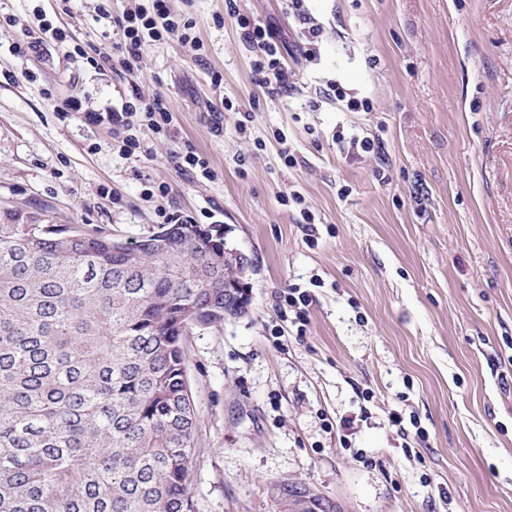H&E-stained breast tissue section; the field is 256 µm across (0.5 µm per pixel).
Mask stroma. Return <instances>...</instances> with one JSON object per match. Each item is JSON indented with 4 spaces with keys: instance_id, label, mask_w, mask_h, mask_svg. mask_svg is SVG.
Returning a JSON list of instances; mask_svg holds the SVG:
<instances>
[{
    "instance_id": "obj_1",
    "label": "stroma",
    "mask_w": 512,
    "mask_h": 512,
    "mask_svg": "<svg viewBox=\"0 0 512 512\" xmlns=\"http://www.w3.org/2000/svg\"><path fill=\"white\" fill-rule=\"evenodd\" d=\"M138 4L112 0L105 19L99 0H0V223L133 241L169 212L222 225L246 256L245 312L187 340L196 512H276L285 479L339 512H512V0H307L320 56L289 57L291 95L256 81L224 0H170L201 58L175 34L123 66L114 19ZM236 4L296 47L284 0ZM43 17L83 55H14ZM332 83L374 111L337 109ZM136 85L213 179L177 173L175 143L147 126L127 157L107 126L57 115L69 95L101 111ZM339 129L382 148L338 149ZM292 284L312 296L302 328L280 317Z\"/></svg>"
}]
</instances>
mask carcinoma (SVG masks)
I'll return each instance as SVG.
<instances>
[{
    "mask_svg": "<svg viewBox=\"0 0 512 512\" xmlns=\"http://www.w3.org/2000/svg\"><path fill=\"white\" fill-rule=\"evenodd\" d=\"M113 245L90 224L0 223V512H195L185 340L224 321L247 263L224 230ZM271 484L277 512H310Z\"/></svg>",
    "mask_w": 512,
    "mask_h": 512,
    "instance_id": "carcinoma-1",
    "label": "carcinoma"
}]
</instances>
